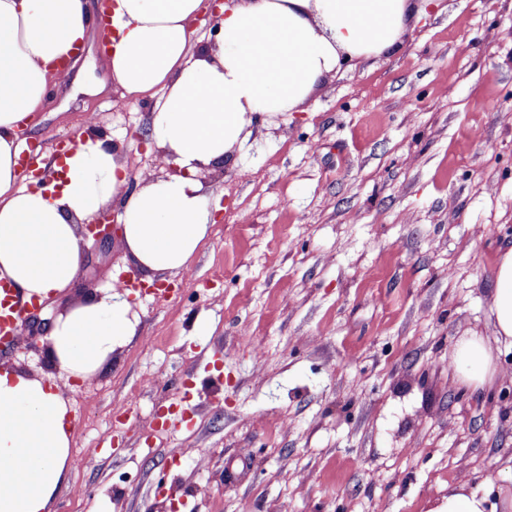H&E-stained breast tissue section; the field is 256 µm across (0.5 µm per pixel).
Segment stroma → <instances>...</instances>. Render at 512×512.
<instances>
[{
  "instance_id": "35a3bbf8",
  "label": "stroma",
  "mask_w": 512,
  "mask_h": 512,
  "mask_svg": "<svg viewBox=\"0 0 512 512\" xmlns=\"http://www.w3.org/2000/svg\"><path fill=\"white\" fill-rule=\"evenodd\" d=\"M149 110L67 81L21 138L43 155L92 116L157 179L129 137ZM196 178L216 224L189 272L133 298L136 334L96 376H55L76 464L53 512H170L171 493L184 512H434L457 480L512 481V350L481 396L449 367L459 337L492 335L512 247V0H428L397 53L343 65ZM84 250L35 332L141 280L120 239Z\"/></svg>"
}]
</instances>
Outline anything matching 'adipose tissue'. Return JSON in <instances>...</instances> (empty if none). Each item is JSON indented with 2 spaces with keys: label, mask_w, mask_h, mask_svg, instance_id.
Wrapping results in <instances>:
<instances>
[{
  "label": "adipose tissue",
  "mask_w": 512,
  "mask_h": 512,
  "mask_svg": "<svg viewBox=\"0 0 512 512\" xmlns=\"http://www.w3.org/2000/svg\"><path fill=\"white\" fill-rule=\"evenodd\" d=\"M203 0H0V281L23 301H55L82 261L79 227L109 203L120 209L121 242L145 276L185 273L215 223L195 173L222 165L250 139L256 116L299 111L349 60L398 50L411 0H225L219 31L193 46ZM116 38L102 65L122 98L152 101L148 137L179 174L130 185L126 165L95 124L47 186L20 185L18 131L69 71L55 61L85 43L103 17ZM493 335L459 337L457 387L489 391L512 348V248L491 272ZM136 333L117 288L66 307L46 332L51 373L0 363V512H52L75 461L72 409L52 374L87 380ZM436 512H512V484L496 502L460 482Z\"/></svg>",
  "instance_id": "adipose-tissue-1"
}]
</instances>
